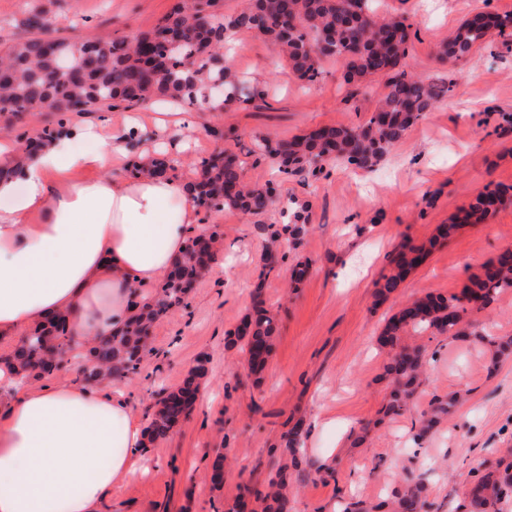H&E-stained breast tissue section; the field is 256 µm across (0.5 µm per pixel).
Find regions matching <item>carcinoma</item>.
<instances>
[{"instance_id": "obj_1", "label": "carcinoma", "mask_w": 512, "mask_h": 512, "mask_svg": "<svg viewBox=\"0 0 512 512\" xmlns=\"http://www.w3.org/2000/svg\"><path fill=\"white\" fill-rule=\"evenodd\" d=\"M224 0H177L153 31L133 39L110 35L75 39L52 27L42 10L28 11L21 21L25 35L0 48V113L10 127L30 112H94L102 108H132L145 101L165 99L192 105L207 90L220 85L224 98L212 103L249 104L264 95L260 89L240 80L224 60V41L229 33L251 31L278 48L296 78L307 84L323 76L322 61L335 58L343 64V80L363 83L385 78V92L370 117L361 125L315 127L290 139L263 137L254 143L259 152L277 164L280 172L292 173L305 166L327 162L370 169L386 152L400 143L412 126L421 121L433 105L454 92L456 79L426 82L406 69L412 23L405 15L380 18L374 0H241V7L223 12ZM206 11L208 25H192L190 18ZM512 40V15L478 12L466 19L441 46L442 61L457 59L489 38ZM46 127L38 137L22 142V155L32 152L53 134ZM177 160L168 155L154 157L140 172L159 175L176 169ZM193 198L201 203H221L247 216H260L274 204L273 189L249 185L242 178L237 157L224 155L202 160V177L189 184ZM512 189L497 186L479 193L461 208L449 223L441 224L428 241L401 243L391 258L390 270L378 283L376 297L387 299L397 291L407 274L418 267L430 251L449 238L462 224H482L508 199ZM201 267L192 247L170 274L162 297L138 307L126 328L89 349L90 364L83 374L118 378L135 375L140 369L146 341L144 328L152 326L185 300L183 285L196 281ZM512 291V248L504 249L471 277L460 294H427L406 301L386 322L380 344L387 349L383 377L392 389L383 414L400 416L419 393L426 355L419 345L404 346L401 336L411 330L471 336V313L488 309L496 298ZM277 325L268 312L258 309L237 329L232 344H240L248 355L251 370L265 367L261 353L272 351ZM480 340L497 355L512 353V336H482ZM73 337L62 317L32 330L12 351L0 357L24 376L42 377L47 347L65 354L72 350ZM203 371L189 373L182 385L158 403L147 435L150 441L165 438L192 405ZM458 403L456 395L433 397L428 409L412 423L414 440L424 439ZM304 437L303 422H295L282 440L290 457L280 463L269 480V491L256 497L258 507L251 512H292L290 488L311 475L336 479L335 471L312 469L299 451ZM512 495V462L501 461L484 467L471 483L468 496L471 512H500L502 500ZM426 487L419 477H410L390 501L350 502L342 512H424Z\"/></svg>"}]
</instances>
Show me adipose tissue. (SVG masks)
Masks as SVG:
<instances>
[{
	"instance_id": "adipose-tissue-1",
	"label": "adipose tissue",
	"mask_w": 512,
	"mask_h": 512,
	"mask_svg": "<svg viewBox=\"0 0 512 512\" xmlns=\"http://www.w3.org/2000/svg\"><path fill=\"white\" fill-rule=\"evenodd\" d=\"M111 115L75 123L24 165L0 136V338L63 315L78 345L121 333L130 291L161 289L205 226L177 173L112 175L127 163ZM97 178H90V171ZM10 402L0 420V512H103L107 490L143 474L142 424L107 383L31 388L0 367Z\"/></svg>"
}]
</instances>
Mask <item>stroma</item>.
<instances>
[{
	"mask_svg": "<svg viewBox=\"0 0 512 512\" xmlns=\"http://www.w3.org/2000/svg\"><path fill=\"white\" fill-rule=\"evenodd\" d=\"M176 0H0V43L22 36L26 11L44 9L62 34L134 37L151 31ZM413 24L407 63L417 76L455 75L454 96L441 99L373 169L331 165L278 173L253 153L256 137L289 139L322 125H358L383 91L375 81L359 90L344 84L341 64L322 63L320 82L306 86L274 48L252 33L232 38L233 68L266 100L205 110L201 129L179 151L175 126L158 129L140 117V146L179 157L187 181L216 152L238 156L246 181L273 182L276 203L260 218L234 209L203 213L219 227L224 248L187 296L153 325L138 375L120 379L142 423L156 402L177 389L189 370L207 375L192 410L164 439L141 450L147 471L112 488L105 512H224L242 487L264 492L286 450L281 437L295 421L315 423L308 453L330 458L335 481L309 479L294 512H337L340 501L391 496L413 472L427 486L426 512H468L466 487L475 471L512 448V357L492 361L472 337L405 335L429 355L421 397L396 419L380 410L390 391L382 375L386 351L378 337L406 300L461 291L487 261L512 247V202L479 225L465 224L408 275L398 292L380 301L375 284L403 239L427 240L438 225L490 184L512 185V44L493 41L464 59L441 62L439 45L478 11L512 13V0H382ZM305 207L308 231L270 272H263L262 225L283 227V208ZM308 262L299 288L288 270ZM262 305L277 337L259 378L248 377L245 355L227 338ZM464 401L422 442L411 423L436 396ZM224 480L210 479L216 460Z\"/></svg>",
	"mask_w": 512,
	"mask_h": 512,
	"instance_id": "stroma-1",
	"label": "stroma"
}]
</instances>
